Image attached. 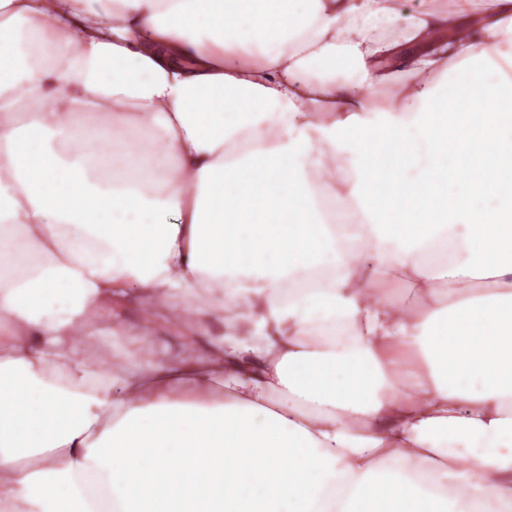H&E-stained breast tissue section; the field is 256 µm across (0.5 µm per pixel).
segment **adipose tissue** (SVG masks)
<instances>
[{
    "label": "adipose tissue",
    "instance_id": "adipose-tissue-1",
    "mask_svg": "<svg viewBox=\"0 0 512 512\" xmlns=\"http://www.w3.org/2000/svg\"><path fill=\"white\" fill-rule=\"evenodd\" d=\"M508 122L512 0H0V512L512 503ZM100 349L102 354L97 360H101L109 369L120 368L130 362L127 347L120 339L112 340V336L108 337L102 341Z\"/></svg>",
    "mask_w": 512,
    "mask_h": 512
}]
</instances>
